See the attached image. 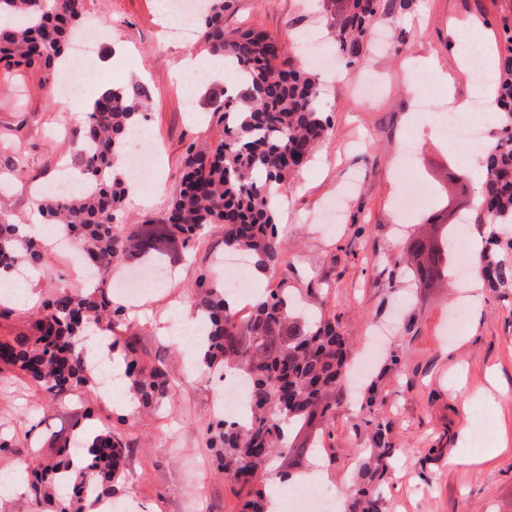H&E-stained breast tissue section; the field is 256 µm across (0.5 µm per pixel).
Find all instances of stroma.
<instances>
[{"mask_svg":"<svg viewBox=\"0 0 512 512\" xmlns=\"http://www.w3.org/2000/svg\"><path fill=\"white\" fill-rule=\"evenodd\" d=\"M407 7L382 14L363 43L357 72L382 81L379 93L364 96L345 80L321 74L330 136L288 186V214L279 231L287 241L276 270L255 277L256 294L284 287L300 305L333 317L351 342L352 358L366 350L373 328H388L375 359L381 371L377 407L391 421L390 437L400 453L384 489L381 512H512V288L486 293L480 309L464 312L456 338L448 336V311L460 300L457 277L433 288L405 293L400 276L407 257L408 226L393 206L401 192L395 165L405 137L418 152L417 174L432 191L418 219L445 224L465 209H476L475 186L481 167L458 162L446 141L433 131V114L447 101L472 103L474 82L457 63L453 48L465 39L471 21L494 40L512 23V0H406ZM90 17H103L107 35H95L98 51H110L106 69L89 71L84 85L94 92L114 82L145 83L152 95L146 150L162 162L163 193L147 206L124 204L119 224L133 226L161 215L178 185L181 158L190 143L218 144L222 126L206 109L190 120V94L172 77L186 53L203 55L197 41L165 42L156 0H87ZM330 0H236L224 25L257 26L296 55V30L318 28L329 52H337ZM450 74L453 83H436L428 110L418 106L420 80L431 68ZM70 104L48 94L42 71L0 64V197L12 219L30 221L31 185L50 180L62 166H76L77 142L70 128ZM22 179L8 180L15 166ZM344 191L343 219L321 224L319 207ZM179 274L154 286L146 306L130 313L121 338L134 341L144 364L164 362L178 384L172 400L153 409H127L118 392L123 376L108 377L113 397L94 388L62 398L44 393L18 370L0 363V432L12 436L24 459L50 460V439H65L96 428L119 427L136 446L117 494L137 498L141 512H184L197 485H204L200 512H241L244 495L213 465L205 432L224 380L222 370L188 367L181 340L167 329L194 311L191 295L199 273L218 277L224 244L219 231L180 249ZM80 290L71 252L44 249L33 291L43 298L56 288ZM403 355V371L386 370L390 351ZM330 417L316 420L296 439L299 452L273 458L253 483L267 491L284 472L308 482L342 488L357 473L367 449L358 385L335 395ZM92 418H85V410ZM483 424V447L496 456L474 465L458 458L473 452L464 433Z\"/></svg>","mask_w":512,"mask_h":512,"instance_id":"obj_1","label":"stroma"}]
</instances>
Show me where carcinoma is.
I'll use <instances>...</instances> for the list:
<instances>
[{"label": "carcinoma", "instance_id": "obj_1", "mask_svg": "<svg viewBox=\"0 0 512 512\" xmlns=\"http://www.w3.org/2000/svg\"><path fill=\"white\" fill-rule=\"evenodd\" d=\"M230 3L207 0L198 22L209 55L239 68L237 93L209 101L224 139L214 148L187 149L180 188L164 214L127 234L116 223L127 197L116 162L126 135L150 107V92L139 82L120 91L111 85L98 89L75 132L78 146L86 148L79 152V169L94 189L65 200L41 197L42 216L80 245L83 259L97 268L101 280L100 287L84 292L56 289L38 306L28 334L0 343V362L50 394H70L89 384L85 353L76 340L84 327L109 332L124 323L125 307L106 288L121 261L136 264L149 256L176 261V243L186 247L219 227L224 248L250 255L256 268L274 270L280 262L287 241L278 231L273 194L288 189L290 176L308 165L326 138L328 122L316 75L285 58L283 45L267 31L226 29ZM386 8L384 0H347L333 23L345 67L356 66L371 23ZM86 14L87 0H0V62L39 67L50 79L55 59L68 51ZM502 31L495 45L501 124L488 139L481 203L470 217V223L485 229L478 264L491 290L512 288V27L505 24ZM438 228L436 237L415 235L408 241L414 288H432L450 276V225ZM42 260L40 246L0 212V268L14 275L21 267L39 268ZM195 285L194 310L207 324L201 363L239 372L249 384V420L240 424L219 417L206 429L207 444L226 478L248 484L265 472L272 455L293 452L287 430L301 429L333 410L332 395L346 382L348 342L324 315L297 313L285 288L270 290L249 318L239 320L224 291L206 274H199ZM123 360L142 404L166 399L177 388L165 369L139 367L129 344ZM362 407L369 413L364 425L372 454L342 490L344 512H379L386 469L399 453L389 436L390 421L377 412L374 390ZM81 448L84 466L78 469L68 457L33 471L26 495L34 512L45 505L56 506V512H91L112 497V484L125 470L134 443L107 428L82 435Z\"/></svg>", "mask_w": 512, "mask_h": 512}]
</instances>
